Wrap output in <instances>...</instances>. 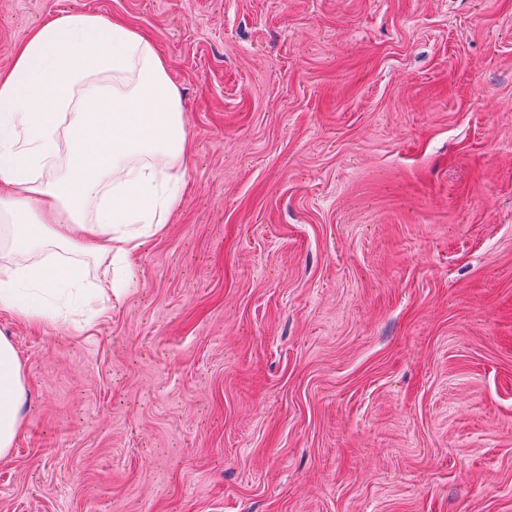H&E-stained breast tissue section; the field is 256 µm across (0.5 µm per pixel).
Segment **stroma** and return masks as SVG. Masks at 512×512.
Returning <instances> with one entry per match:
<instances>
[{"instance_id":"obj_1","label":"stroma","mask_w":512,"mask_h":512,"mask_svg":"<svg viewBox=\"0 0 512 512\" xmlns=\"http://www.w3.org/2000/svg\"><path fill=\"white\" fill-rule=\"evenodd\" d=\"M80 12L187 189L92 324L0 311V512H512V0H0V73ZM26 389L14 345L0 336V458L11 451L21 427Z\"/></svg>"}]
</instances>
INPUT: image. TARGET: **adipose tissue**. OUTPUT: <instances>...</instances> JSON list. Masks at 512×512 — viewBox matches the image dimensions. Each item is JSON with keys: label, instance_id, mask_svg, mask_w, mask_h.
<instances>
[{"label": "adipose tissue", "instance_id": "obj_1", "mask_svg": "<svg viewBox=\"0 0 512 512\" xmlns=\"http://www.w3.org/2000/svg\"><path fill=\"white\" fill-rule=\"evenodd\" d=\"M187 154L167 63L139 30L87 13L34 30L0 75V311L56 321L128 288L134 258L181 201ZM92 261L112 276L86 293ZM25 399L0 336V458Z\"/></svg>", "mask_w": 512, "mask_h": 512}]
</instances>
